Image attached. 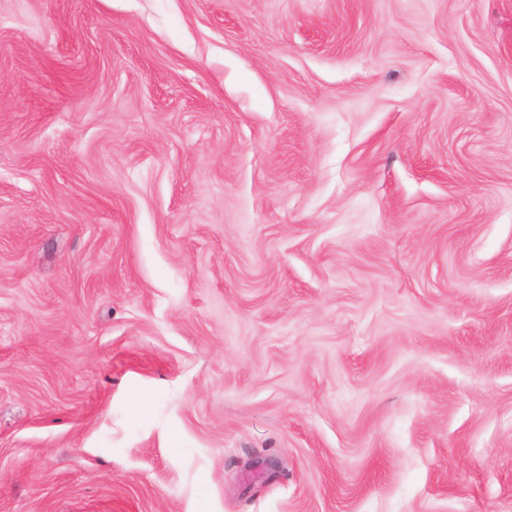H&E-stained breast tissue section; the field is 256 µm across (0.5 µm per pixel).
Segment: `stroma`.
<instances>
[{
  "mask_svg": "<svg viewBox=\"0 0 512 512\" xmlns=\"http://www.w3.org/2000/svg\"><path fill=\"white\" fill-rule=\"evenodd\" d=\"M0 512H512V0H0Z\"/></svg>",
  "mask_w": 512,
  "mask_h": 512,
  "instance_id": "obj_1",
  "label": "stroma"
}]
</instances>
